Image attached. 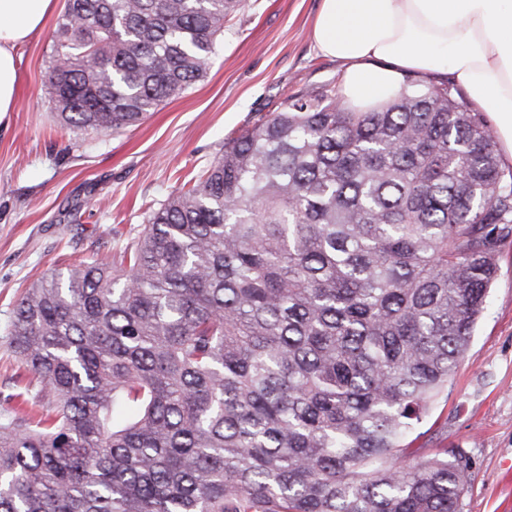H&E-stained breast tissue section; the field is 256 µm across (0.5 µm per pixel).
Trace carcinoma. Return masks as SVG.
Returning a JSON list of instances; mask_svg holds the SVG:
<instances>
[{
	"label": "carcinoma",
	"instance_id": "carcinoma-1",
	"mask_svg": "<svg viewBox=\"0 0 512 512\" xmlns=\"http://www.w3.org/2000/svg\"><path fill=\"white\" fill-rule=\"evenodd\" d=\"M243 0H66L60 127L139 126ZM512 235V171L452 81L352 112L291 95L96 254L19 299L48 409H0V512H460L468 458L407 437Z\"/></svg>",
	"mask_w": 512,
	"mask_h": 512
}]
</instances>
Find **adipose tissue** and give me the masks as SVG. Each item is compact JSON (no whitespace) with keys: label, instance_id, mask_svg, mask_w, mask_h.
Listing matches in <instances>:
<instances>
[{"label":"adipose tissue","instance_id":"adipose-tissue-1","mask_svg":"<svg viewBox=\"0 0 512 512\" xmlns=\"http://www.w3.org/2000/svg\"><path fill=\"white\" fill-rule=\"evenodd\" d=\"M53 4L0 0V116L14 109L17 51ZM313 40L342 65L340 95L354 112L387 103L407 78L452 75L512 165V0H322Z\"/></svg>","mask_w":512,"mask_h":512}]
</instances>
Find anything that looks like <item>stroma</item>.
<instances>
[{
    "label": "stroma",
    "instance_id": "obj_1",
    "mask_svg": "<svg viewBox=\"0 0 512 512\" xmlns=\"http://www.w3.org/2000/svg\"><path fill=\"white\" fill-rule=\"evenodd\" d=\"M321 0H245L226 24L205 76L121 133L63 129L50 99L55 0L39 34L19 49L16 105L0 118V406L33 374L10 352L8 325L22 293L99 252L120 257L149 208L201 173L226 138L286 97L340 84L311 30ZM469 348L446 393L410 434L416 448H461L471 459L461 512H499L512 474V238Z\"/></svg>",
    "mask_w": 512,
    "mask_h": 512
}]
</instances>
